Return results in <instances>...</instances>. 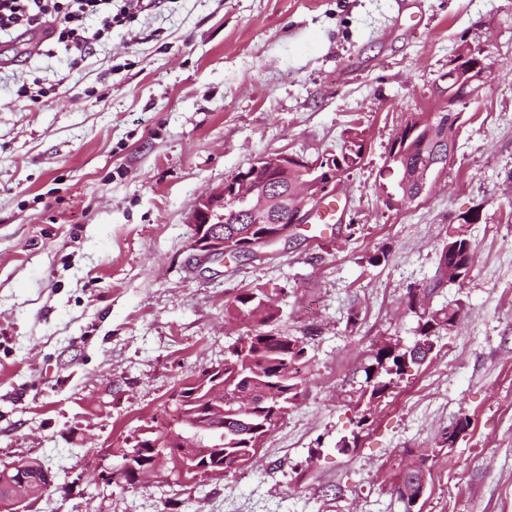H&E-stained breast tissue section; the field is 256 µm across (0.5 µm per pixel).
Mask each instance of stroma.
Segmentation results:
<instances>
[{"label": "stroma", "mask_w": 512, "mask_h": 512, "mask_svg": "<svg viewBox=\"0 0 512 512\" xmlns=\"http://www.w3.org/2000/svg\"><path fill=\"white\" fill-rule=\"evenodd\" d=\"M28 43L0 48V467L45 461L57 487L27 512H399L390 476L409 450L430 454L421 512H512V0H150L78 67ZM463 45L494 75L431 191L387 206L391 143ZM37 77L57 93L17 99ZM353 130L367 149L333 218L268 258L197 265L186 218L201 193L263 155L332 156ZM470 210L471 272L433 298L462 301L459 326L357 429L370 350L412 336L407 290ZM258 285L310 370L257 461L198 484L103 483L118 444L252 329L224 314Z\"/></svg>", "instance_id": "35a3bbf8"}]
</instances>
